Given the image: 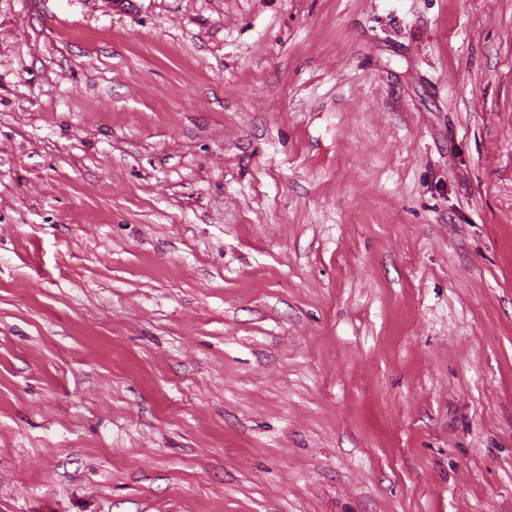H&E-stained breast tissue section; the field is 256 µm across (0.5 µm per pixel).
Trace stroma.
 <instances>
[{
  "mask_svg": "<svg viewBox=\"0 0 512 512\" xmlns=\"http://www.w3.org/2000/svg\"><path fill=\"white\" fill-rule=\"evenodd\" d=\"M0 512H512V0H0Z\"/></svg>",
  "mask_w": 512,
  "mask_h": 512,
  "instance_id": "obj_1",
  "label": "stroma"
}]
</instances>
